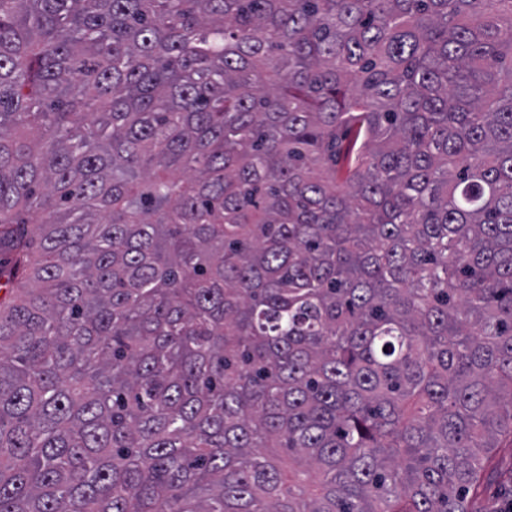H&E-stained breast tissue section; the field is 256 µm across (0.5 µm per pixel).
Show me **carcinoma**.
<instances>
[{"mask_svg": "<svg viewBox=\"0 0 512 512\" xmlns=\"http://www.w3.org/2000/svg\"><path fill=\"white\" fill-rule=\"evenodd\" d=\"M0 288V512H491L512 0H0Z\"/></svg>", "mask_w": 512, "mask_h": 512, "instance_id": "obj_1", "label": "carcinoma"}]
</instances>
